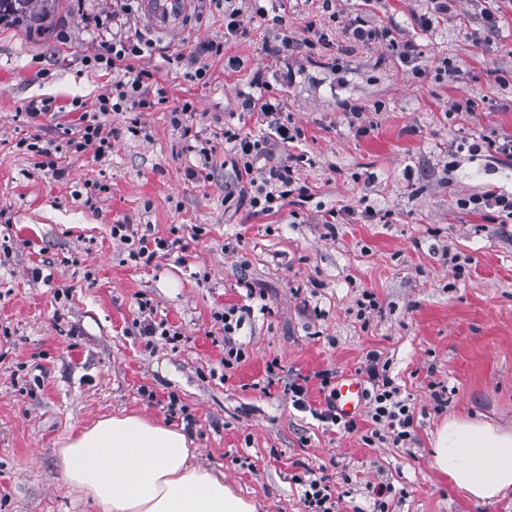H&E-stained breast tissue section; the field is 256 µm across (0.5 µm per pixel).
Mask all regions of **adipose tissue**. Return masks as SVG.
I'll return each mask as SVG.
<instances>
[{
    "instance_id": "adipose-tissue-1",
    "label": "adipose tissue",
    "mask_w": 512,
    "mask_h": 512,
    "mask_svg": "<svg viewBox=\"0 0 512 512\" xmlns=\"http://www.w3.org/2000/svg\"><path fill=\"white\" fill-rule=\"evenodd\" d=\"M59 454L67 482L109 512H255V503L193 465V442L182 430L143 416L100 418ZM432 456L474 502L512 492V430L452 417L437 430Z\"/></svg>"
}]
</instances>
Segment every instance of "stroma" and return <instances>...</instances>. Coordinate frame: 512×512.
Here are the masks:
<instances>
[{"mask_svg":"<svg viewBox=\"0 0 512 512\" xmlns=\"http://www.w3.org/2000/svg\"><path fill=\"white\" fill-rule=\"evenodd\" d=\"M232 6L237 34L210 0H191L172 33L147 24L140 0L118 14L112 0H60L47 37L0 25V512H103L65 482L58 450L118 413L183 429L195 464L257 512H305L292 477L307 470L331 475L337 512H370L383 484L391 512H512V493L474 503L431 455L452 416L512 430V222L463 205L512 193V157L470 149L512 135V0H457L426 30L432 0H269L263 19L249 0ZM358 16L412 43V58L355 41ZM133 31L154 48L131 65L165 101L110 113L104 156L69 152L82 107L124 75L91 57ZM204 43L220 54L199 53ZM258 70L281 122L302 133L276 161L305 158L303 195L269 212L238 203L224 138L274 137L244 108ZM43 100L51 114L30 118ZM186 102L192 114L174 126ZM33 137L58 147L61 172L17 149ZM196 145L212 151L203 182L188 175ZM116 224L185 248L131 263ZM367 291L376 307L363 315ZM142 298L179 342L141 335ZM232 306L245 358L228 370L213 314ZM373 350L414 412L402 448L312 415L325 406L317 372L355 373ZM300 375L305 411L287 391Z\"/></svg>","mask_w":512,"mask_h":512,"instance_id":"stroma-1","label":"stroma"}]
</instances>
